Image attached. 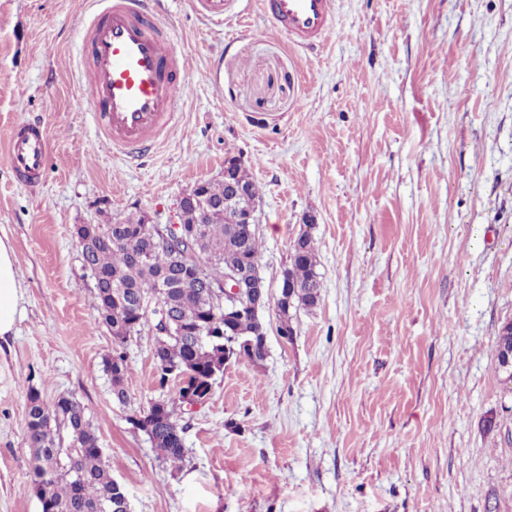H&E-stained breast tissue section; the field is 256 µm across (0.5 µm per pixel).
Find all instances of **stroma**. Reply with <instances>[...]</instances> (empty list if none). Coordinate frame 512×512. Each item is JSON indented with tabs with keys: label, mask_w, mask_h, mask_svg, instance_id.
I'll return each instance as SVG.
<instances>
[{
	"label": "stroma",
	"mask_w": 512,
	"mask_h": 512,
	"mask_svg": "<svg viewBox=\"0 0 512 512\" xmlns=\"http://www.w3.org/2000/svg\"><path fill=\"white\" fill-rule=\"evenodd\" d=\"M162 2L202 79L132 164L79 108L86 0H0V237L22 288L0 340V512H41L32 389L81 404L131 512H512V392L494 351L512 319V0H335L334 36L309 51L270 35L261 0H232L221 23ZM30 117L52 142L34 189L5 155ZM231 156L261 192L266 287L307 230L320 298L289 341L266 309L265 359L228 363L185 411L175 469L129 418L180 383H159L145 327L115 399L76 227L176 221L182 193L222 180Z\"/></svg>",
	"instance_id": "1"
}]
</instances>
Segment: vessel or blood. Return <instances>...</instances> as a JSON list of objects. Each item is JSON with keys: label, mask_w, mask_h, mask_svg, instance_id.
<instances>
[{"label": "vessel or blood", "mask_w": 512, "mask_h": 512, "mask_svg": "<svg viewBox=\"0 0 512 512\" xmlns=\"http://www.w3.org/2000/svg\"><path fill=\"white\" fill-rule=\"evenodd\" d=\"M78 32L76 79L82 108L90 112L113 151L144 156L177 126L176 102L192 91V69L162 26L153 0H91ZM270 32L303 47L334 34L335 0H263ZM49 140L39 121L17 124L8 139V163L28 187L40 184Z\"/></svg>", "instance_id": "1"}]
</instances>
